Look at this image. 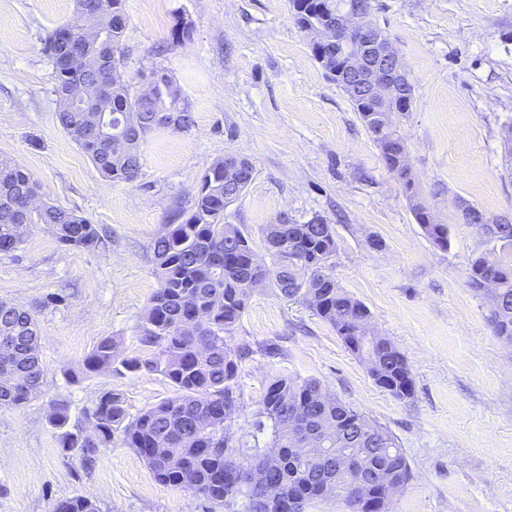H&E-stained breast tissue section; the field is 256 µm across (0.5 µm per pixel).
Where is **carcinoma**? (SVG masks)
I'll return each instance as SVG.
<instances>
[{
    "label": "carcinoma",
    "mask_w": 512,
    "mask_h": 512,
    "mask_svg": "<svg viewBox=\"0 0 512 512\" xmlns=\"http://www.w3.org/2000/svg\"><path fill=\"white\" fill-rule=\"evenodd\" d=\"M101 1L106 3L107 23L92 16L83 25L60 26L47 37L44 50L53 63L60 125L104 178L134 184L140 178V145L146 137L160 127L186 130L192 116L166 68L152 72L145 91L137 92L124 82L116 57L127 23L125 0H88L90 10ZM291 7L295 24L303 31L321 23L324 12L335 10L336 0H291ZM72 45L81 48L82 57L74 64L66 60ZM75 90L83 92L95 110L112 114V126L121 128V137L108 143L88 133L86 113L68 104L67 95ZM348 98L374 141L389 143L385 165L397 171L427 237L435 247H447L448 226L434 223L419 201L406 162L407 144L400 132L405 114L399 112L385 123L372 118L370 104L351 94ZM236 167L253 165L244 156H226L206 168L189 209L171 212L153 242L158 288L140 327V342L153 349L151 356L120 358L117 343L105 337L79 371L81 378L101 372H155L173 385L174 396L132 417L122 395L105 390L86 415L93 426L89 436L71 424L69 403L55 400L49 424L57 431L59 448L86 463L120 433L155 481L191 490L230 512H295L292 500L298 498L307 506L329 495L322 479L325 472L336 475L346 512H374L369 506L376 490L372 473L394 466L408 482L412 472L406 455L387 429L329 394L320 381L272 374L252 423V441L241 442L228 433L226 421L238 407L239 363L250 353L247 345L233 347L230 342L251 292L267 284L284 298L307 303L331 324L346 349L366 363L378 387L399 401L414 394L402 354L375 333L366 306L343 292L331 274L334 225L319 216L307 224L290 220L264 225L267 262L258 257L239 226L224 223V210L232 204L224 197V177ZM38 189L25 167L0 156V248L5 253L23 246L31 224L50 226L58 242L68 247L96 250L106 245L103 229L73 211L51 203L27 209V197ZM475 228L492 247L471 260L468 285L476 293H490L487 320L493 334L512 344V221ZM282 250L288 253L286 268L279 264ZM490 273L496 277L492 287L486 284ZM200 315L206 319L205 330L197 336L183 332V326ZM2 338L12 345L0 348V407H19L40 392L43 380L34 315L1 300ZM296 434L315 448L306 460L293 451ZM226 448L237 449L244 462L261 458L263 449L276 450L277 457L263 467L271 499L253 497L224 476ZM53 512L99 510L93 500L78 495L58 501Z\"/></svg>",
    "instance_id": "1"
}]
</instances>
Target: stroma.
<instances>
[{
    "label": "stroma",
    "instance_id": "stroma-1",
    "mask_svg": "<svg viewBox=\"0 0 512 512\" xmlns=\"http://www.w3.org/2000/svg\"><path fill=\"white\" fill-rule=\"evenodd\" d=\"M371 4L414 88L402 133L420 200L448 227L443 250L417 223L347 95L326 79L289 0H125L124 80L141 88L166 67L194 120L190 130L147 136L133 184L105 180L56 118L43 42L74 20L75 0H0V154L27 168L56 205L112 232L107 248L68 249L34 224L22 250L0 255V300L34 314L44 370L40 394L0 408V512H52L74 495L96 500L100 512H225L158 484L118 437L84 466L61 452L48 415L64 399L73 422L84 423L108 389L133 416L173 396L156 373H78L107 336L121 355L149 356L139 328L158 287L152 241L227 154L248 157L254 177L225 222L245 229L260 253L262 226L280 214L333 224L334 278L368 308L414 380L411 399H394L330 324L275 288H257L232 339L251 353L239 365L231 432L248 437L272 373L315 378L404 450L413 477L388 512H512V345L486 320L489 296L467 284L485 245L459 211L467 203L512 216L502 139L512 125V0ZM183 23L190 37L174 42ZM59 292L63 300L53 301Z\"/></svg>",
    "mask_w": 512,
    "mask_h": 512
}]
</instances>
